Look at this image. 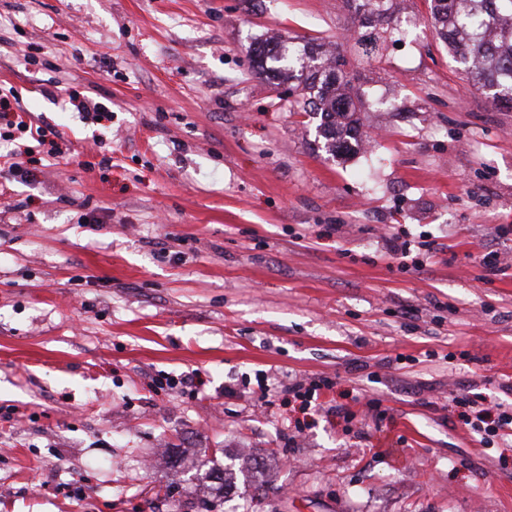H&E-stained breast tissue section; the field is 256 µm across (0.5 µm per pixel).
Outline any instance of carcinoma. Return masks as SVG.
<instances>
[{"instance_id": "cac0c4a2", "label": "carcinoma", "mask_w": 512, "mask_h": 512, "mask_svg": "<svg viewBox=\"0 0 512 512\" xmlns=\"http://www.w3.org/2000/svg\"><path fill=\"white\" fill-rule=\"evenodd\" d=\"M433 17L441 38L465 69L472 86L512 108V0H434ZM355 12L367 24L387 19L385 0H355ZM252 72H286L303 91V109L320 115L319 133L329 151L356 135L357 97L336 55L324 59L285 41L258 43L251 53Z\"/></svg>"}]
</instances>
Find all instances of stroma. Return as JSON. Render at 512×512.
<instances>
[{"mask_svg":"<svg viewBox=\"0 0 512 512\" xmlns=\"http://www.w3.org/2000/svg\"><path fill=\"white\" fill-rule=\"evenodd\" d=\"M387 7L368 51L352 0H0V93L79 153L0 194V512H512L457 400L512 402V109ZM279 37L345 56L349 151L252 75ZM325 376L312 427L253 410Z\"/></svg>","mask_w":512,"mask_h":512,"instance_id":"obj_1","label":"stroma"}]
</instances>
